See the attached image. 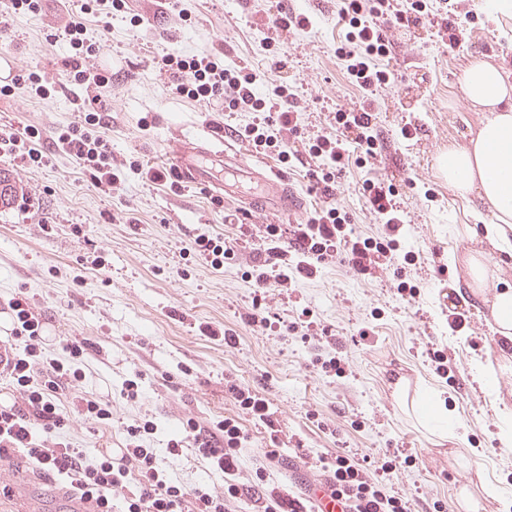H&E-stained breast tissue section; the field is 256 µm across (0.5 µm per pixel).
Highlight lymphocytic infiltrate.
Masks as SVG:
<instances>
[{"label": "lymphocytic infiltrate", "mask_w": 512, "mask_h": 512, "mask_svg": "<svg viewBox=\"0 0 512 512\" xmlns=\"http://www.w3.org/2000/svg\"><path fill=\"white\" fill-rule=\"evenodd\" d=\"M338 24L345 30L336 49V58L350 83L362 94L359 107L337 110L335 134L310 138L304 150L317 163L311 173L315 187L321 188L325 202L305 222L281 228L268 224L251 238L257 253L266 255L267 268L257 274L261 289L292 288L302 280L317 276L322 264L343 258L361 276L388 265L399 244L402 218L392 203L394 190L379 179L362 184L365 210L380 224L378 237L359 238L347 229L349 216L340 211L333 197L336 179L349 168L351 160L376 158L372 102L376 92L388 85L392 73L382 64L389 55L391 26L412 28L436 26L445 47L456 48L463 37L457 22L449 16L431 13L427 0H339ZM159 69L170 73L176 93L199 102L223 100L226 107L267 115L265 126L248 124L236 128V136L256 152L280 151L299 139L298 100L287 86H271L265 96H257L256 76L243 68H228L214 55L184 58L162 52L153 59ZM57 149L75 157L90 172L101 191H110L126 173L146 174L163 179L162 171L143 168L139 161L114 164L112 145L103 131L101 118L60 129L53 140ZM277 266L269 274V266ZM8 306L14 328L9 346L14 362L5 377L18 399L0 409V460L23 455L36 468L59 476L68 488L86 502L91 512H112V494H123V512H226L230 500L241 498L236 484L217 492L200 485L185 489L170 482L157 463L154 449L143 447L145 436L154 431L149 421L127 425L129 441L120 460L109 456L91 461L83 449L61 440L58 432L67 417L59 399L81 378L72 361L81 359L93 347L90 339L76 336L65 349L68 361L47 358L41 348L42 322L29 297L19 293ZM198 454L211 467L236 475L241 466L240 450L245 436L236 419L227 417L209 426L190 420ZM326 490L342 503L345 512H411L404 498L386 494L383 485L350 456L339 455L326 465Z\"/></svg>", "instance_id": "lymphocytic-infiltrate-1"}]
</instances>
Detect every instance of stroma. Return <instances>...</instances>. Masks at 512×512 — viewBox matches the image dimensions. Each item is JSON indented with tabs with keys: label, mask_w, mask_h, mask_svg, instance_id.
Masks as SVG:
<instances>
[{
	"label": "stroma",
	"mask_w": 512,
	"mask_h": 512,
	"mask_svg": "<svg viewBox=\"0 0 512 512\" xmlns=\"http://www.w3.org/2000/svg\"><path fill=\"white\" fill-rule=\"evenodd\" d=\"M87 2L39 0L38 13L0 21V51L8 58L0 69L14 79L38 74L52 90L45 100L31 98L24 84L11 95L0 94V128H41L38 148L46 159L44 165L27 166L25 142L0 150V168L24 188L12 207L0 209V305L20 292L29 296L43 321L48 358L65 359L68 339L89 338L95 349L78 361L84 380L71 393L90 392L112 403L108 423L69 412L61 437L93 459L125 447V425L145 418L156 427L145 445L155 449L171 480L187 488L205 483L220 489L225 475L211 470L193 447L173 458L166 446L187 420L206 425L234 417L249 438L235 477L243 487L257 484L256 471L274 450L280 463L267 483L299 491L325 479L322 454H347L370 466L383 450L398 448L404 458L383 482L390 493L409 500L413 512H437L441 504L455 512L465 486L480 500V512H512V446L500 441L506 426L502 411L512 409V351L493 333L490 313L495 291L512 286V257L456 234V227L473 218L436 166L449 145L467 144L480 125V112L458 85L460 68L480 57L512 69V20L495 21L487 0H430L432 11L457 13L465 29L452 52L430 25L391 29L394 80L374 104L382 149L366 166L350 165L336 185V203L350 217L355 235L377 236L361 184L369 175L391 182L404 221L401 249L415 251L418 260L401 274L390 267L360 276L332 259L317 279L269 292L262 309L281 321L264 326L247 321L258 293L252 272L262 258L241 230L262 228L265 216L186 180L178 193L135 177L102 192L76 159L53 148L52 137L88 114L101 115L114 158L164 170L170 162L163 150L174 135H196L206 125L218 133L263 122L261 112L228 110L172 92L170 74L152 62L163 50L185 57L216 54L253 70L262 91L287 83L301 104L302 135L335 133L333 113L361 102L336 59L344 34L336 0H168L161 14L155 0H125L111 17L83 14L88 39L100 47L86 57V66L97 69L103 58L112 60L111 87L91 91L68 79L75 51L64 34L71 15ZM281 9L308 15L312 28H275ZM152 12L159 24L154 34L145 24ZM276 53L285 55V68L274 67ZM404 127L411 138L401 137ZM255 159L284 172L307 210L321 206L323 196L309 178L315 162L307 154L284 158L268 152ZM202 234L234 242V258L215 268L189 254ZM483 251L489 276L477 293L465 287L468 259ZM403 276L417 285L415 298L398 294ZM452 296L466 312L456 331L448 326ZM305 309L327 337L286 331L285 322ZM210 326L236 336L235 346L207 335ZM437 349L448 356L444 378L429 358ZM333 356L342 359L344 377L321 372L319 361ZM137 372L138 396L130 400L122 396V384ZM228 375L270 402L278 437L240 414L224 390ZM431 391L443 397L465 443L439 438L417 424L410 406ZM277 439L284 441L283 449H275ZM14 464L15 474L0 479L5 486L0 512H21L8 491L17 481L34 489L44 512H62L60 481L33 471L22 456H15ZM484 480L498 486V498H484Z\"/></svg>",
	"instance_id": "obj_1"
}]
</instances>
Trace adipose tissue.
<instances>
[{
	"instance_id": "obj_1",
	"label": "adipose tissue",
	"mask_w": 512,
	"mask_h": 512,
	"mask_svg": "<svg viewBox=\"0 0 512 512\" xmlns=\"http://www.w3.org/2000/svg\"><path fill=\"white\" fill-rule=\"evenodd\" d=\"M458 82L465 98L482 112L468 145L449 146L437 170L449 190L469 203L472 216L488 210L478 225L492 250L512 253V77L483 59L468 61Z\"/></svg>"
}]
</instances>
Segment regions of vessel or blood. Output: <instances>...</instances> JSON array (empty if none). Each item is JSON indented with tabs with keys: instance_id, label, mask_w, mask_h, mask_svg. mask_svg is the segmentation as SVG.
<instances>
[{
	"instance_id": "vessel-or-blood-1",
	"label": "vessel or blood",
	"mask_w": 512,
	"mask_h": 512,
	"mask_svg": "<svg viewBox=\"0 0 512 512\" xmlns=\"http://www.w3.org/2000/svg\"><path fill=\"white\" fill-rule=\"evenodd\" d=\"M173 158L181 177L201 184H213L212 173L216 169L232 171L235 182L214 184L216 194L222 198H236L240 183L257 184L260 191L245 202L246 210L291 223L299 216L298 196L287 177L244 157L231 133L180 137L174 145Z\"/></svg>"
}]
</instances>
